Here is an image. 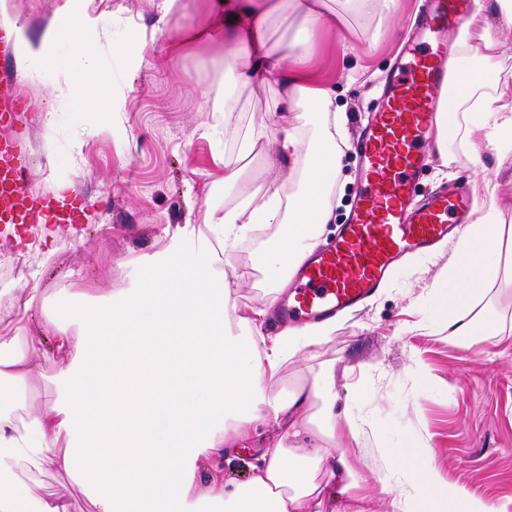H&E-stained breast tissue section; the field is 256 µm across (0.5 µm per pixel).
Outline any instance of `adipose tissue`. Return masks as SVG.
<instances>
[{
    "instance_id": "obj_1",
    "label": "adipose tissue",
    "mask_w": 512,
    "mask_h": 512,
    "mask_svg": "<svg viewBox=\"0 0 512 512\" xmlns=\"http://www.w3.org/2000/svg\"><path fill=\"white\" fill-rule=\"evenodd\" d=\"M323 0H211L209 25L224 30V79L250 88L276 77L284 109H303L315 128L277 123L263 161L298 172L296 190L278 185L247 195L231 209L208 211L206 224H184L141 255L151 281H130L107 294L74 299L27 289L21 316L0 327V512H352L366 478L349 450L360 430L336 415V367L320 366L293 388L268 394L285 363L336 330L335 320L264 335L270 307L286 291L288 268L319 245L332 219L330 195L342 182L346 154L336 137L345 113L332 109L333 88H309L303 67ZM301 31L275 40L282 13ZM512 29V0L476 6L465 50L476 58L450 109L439 112L430 149L447 156L466 144L474 169L484 167L479 140L512 151V82L497 74L503 43L489 16ZM451 246L434 282V318L461 348L499 335L493 296L512 290V224L491 183ZM287 225L288 235L261 253L273 286L262 304L236 308L240 288L224 265L258 228ZM53 311H46V304ZM40 316L42 334L29 338ZM58 362L53 394L32 404L28 388L40 361ZM287 428L288 440L262 449L248 479L225 476L219 463L258 425ZM378 482L391 512H512L443 479L430 450L415 439L385 449ZM47 475L81 488L75 500L45 488Z\"/></svg>"
}]
</instances>
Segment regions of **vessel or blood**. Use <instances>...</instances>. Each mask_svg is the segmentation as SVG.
Here are the masks:
<instances>
[{"instance_id": "1", "label": "vessel or blood", "mask_w": 512, "mask_h": 512, "mask_svg": "<svg viewBox=\"0 0 512 512\" xmlns=\"http://www.w3.org/2000/svg\"><path fill=\"white\" fill-rule=\"evenodd\" d=\"M472 0H427L419 32L387 78L380 107L362 129L355 149L360 189L335 239L292 273L294 287L279 319L307 325L358 307L384 287L402 256L430 252L466 223L465 187L418 196L427 165L423 144L438 110L451 104L466 78L442 36L460 27ZM29 111L13 79H0V122ZM22 136L0 142V222L73 224L84 204L71 190L39 197L28 189Z\"/></svg>"}]
</instances>
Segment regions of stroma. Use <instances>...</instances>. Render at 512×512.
Returning <instances> with one entry per match:
<instances>
[{"mask_svg": "<svg viewBox=\"0 0 512 512\" xmlns=\"http://www.w3.org/2000/svg\"><path fill=\"white\" fill-rule=\"evenodd\" d=\"M32 43L46 30L59 38L45 56L29 60L32 77L22 85L31 105L26 159L31 190L49 196L78 191L88 207L75 233L48 239L41 225H25L20 237L0 232V320H14L24 290L47 294H94L149 280L137 256L154 251L168 231L205 224L212 205L231 207L272 178L258 150L265 147L271 116L280 112L277 83L239 93L236 112L225 118L224 81L217 62L220 42L203 43L180 55L158 40L143 54L129 50L159 14L160 0H8ZM98 21L91 48L99 72L89 79L69 72L75 29L71 18ZM402 33L375 19L324 20L313 33L304 75L309 85L333 87L345 108L348 132L356 134L376 107L390 75ZM72 94L56 95L62 75ZM108 96L114 110L94 109ZM118 128L103 133L102 125ZM252 136L257 152L238 154L225 130ZM226 151L243 167L241 184L219 186L223 167L212 161ZM466 154L452 147L447 159L430 156L417 186L426 194L448 181L470 182ZM51 263H44L47 248ZM261 240L242 243L226 268L241 287L238 305L263 303L258 286ZM447 251L402 262L387 288L362 311L338 318L336 331L285 365L292 381L320 364L336 365V409L356 416L360 440L351 454L368 480L373 512H390L376 478L385 468L383 450L409 438L432 448L449 483L491 499L512 498V335L488 336L472 349L449 342L433 318L430 284L447 263ZM264 428L247 446L224 457V473L250 474L260 448L276 441Z\"/></svg>", "mask_w": 512, "mask_h": 512, "instance_id": "obj_1", "label": "stroma"}]
</instances>
